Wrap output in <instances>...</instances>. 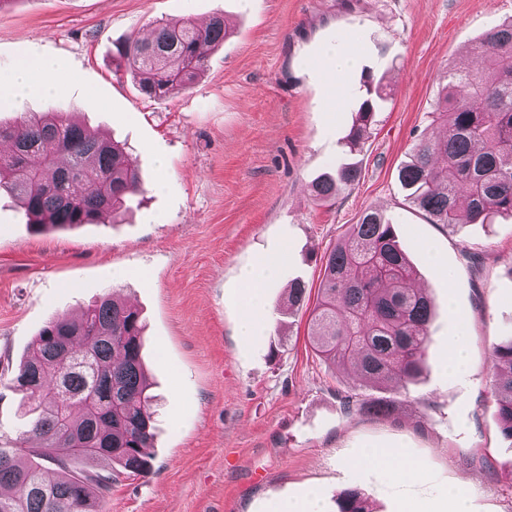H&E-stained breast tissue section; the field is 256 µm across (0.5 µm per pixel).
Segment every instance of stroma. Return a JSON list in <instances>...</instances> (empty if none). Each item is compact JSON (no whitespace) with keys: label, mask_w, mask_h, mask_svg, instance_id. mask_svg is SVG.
<instances>
[{"label":"stroma","mask_w":512,"mask_h":512,"mask_svg":"<svg viewBox=\"0 0 512 512\" xmlns=\"http://www.w3.org/2000/svg\"><path fill=\"white\" fill-rule=\"evenodd\" d=\"M230 32L185 91L143 95L117 43L159 22ZM512 0H10L0 8V74L23 59L68 65L62 90L0 103V125L62 112L124 143L148 192L131 210L67 230L32 232L0 194V437L27 430L12 371L39 330L99 297L136 306L155 400L151 470L118 475L101 512H272L285 501L336 512L347 489L372 512H445L464 486L469 512H512V439L490 383L493 347L512 336V216L448 231L412 206L400 167L439 134L433 105L448 70L474 51ZM359 45L337 89L313 67L327 45ZM388 98L355 151L345 140L363 73ZM343 164L358 180L333 201L308 184ZM369 208L394 223L434 307L419 384L364 380L310 343L311 311L330 251ZM284 255L265 286L264 329L239 333L241 272ZM309 297L287 307L292 283ZM461 338L464 368L446 367ZM382 400L384 418L361 401ZM370 448L423 462L415 480L362 464Z\"/></svg>","instance_id":"obj_1"}]
</instances>
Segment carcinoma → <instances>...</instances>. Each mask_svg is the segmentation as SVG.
Here are the masks:
<instances>
[{"instance_id": "carcinoma-1", "label": "carcinoma", "mask_w": 512, "mask_h": 512, "mask_svg": "<svg viewBox=\"0 0 512 512\" xmlns=\"http://www.w3.org/2000/svg\"><path fill=\"white\" fill-rule=\"evenodd\" d=\"M225 23L190 20L156 25L146 37L116 46L141 91L167 98L203 69L207 48L224 42ZM480 68L449 70L435 105L443 127L415 144L398 180L407 200L432 224L453 230L493 212L512 214V18L495 25L479 47ZM346 138L354 149L385 101L381 83L364 84ZM0 190L19 199L31 226L67 229L131 208L145 193L139 170L117 142L88 131L61 112L23 113L0 125ZM358 171L312 180L310 194L327 202ZM414 269L394 224L375 209L329 253L312 312L311 341L327 362L351 363L366 380L402 387L421 374L433 308L406 287ZM139 311L110 296L76 318L49 321L11 380L28 404L30 427L0 445V512H99L112 474L74 473V461L150 471L151 402L142 357ZM491 386L505 436L512 439V339L491 354ZM337 512H368L361 493L344 491Z\"/></svg>"}]
</instances>
